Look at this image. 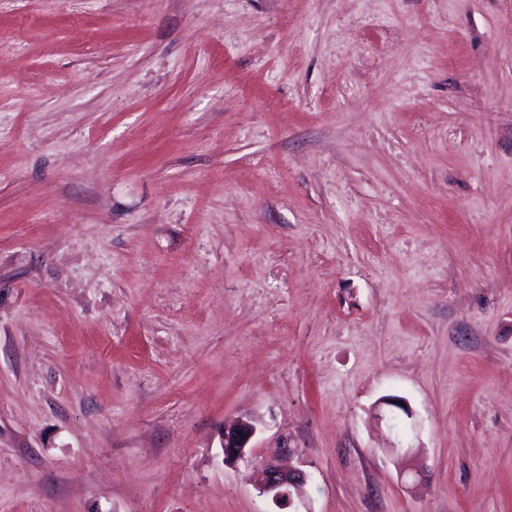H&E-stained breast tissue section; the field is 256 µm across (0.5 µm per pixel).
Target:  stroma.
<instances>
[{"label": "stroma", "mask_w": 512, "mask_h": 512, "mask_svg": "<svg viewBox=\"0 0 512 512\" xmlns=\"http://www.w3.org/2000/svg\"><path fill=\"white\" fill-rule=\"evenodd\" d=\"M283 454L512 512V0H0V512H280ZM257 428L247 420H239L224 429V462L234 463L245 457ZM309 474L298 468H283L274 461H267L261 467L254 488L259 497L270 499L278 508L292 505V490H298L309 480Z\"/></svg>", "instance_id": "35a3bbf8"}]
</instances>
